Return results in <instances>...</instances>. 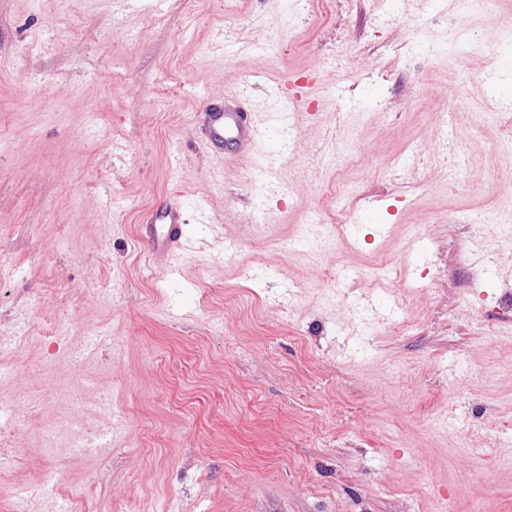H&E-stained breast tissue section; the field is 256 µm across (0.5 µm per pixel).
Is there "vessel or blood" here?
Masks as SVG:
<instances>
[{"label":"vessel or blood","instance_id":"1","mask_svg":"<svg viewBox=\"0 0 512 512\" xmlns=\"http://www.w3.org/2000/svg\"><path fill=\"white\" fill-rule=\"evenodd\" d=\"M275 93L279 105L278 120L298 116L306 95L305 88L299 86L292 90L287 83L279 82L275 85ZM195 126L214 152L249 160L259 150L262 131L251 118L245 96L208 101L196 112ZM144 222L151 256L159 268H167L186 243L181 203L174 198L168 199L163 205L151 209Z\"/></svg>","mask_w":512,"mask_h":512}]
</instances>
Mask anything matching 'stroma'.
Wrapping results in <instances>:
<instances>
[{
  "label": "stroma",
  "mask_w": 512,
  "mask_h": 512,
  "mask_svg": "<svg viewBox=\"0 0 512 512\" xmlns=\"http://www.w3.org/2000/svg\"><path fill=\"white\" fill-rule=\"evenodd\" d=\"M506 19L0 0V512H512V244L475 223L512 210ZM452 30L504 53L453 64ZM242 91L292 192L195 133ZM171 196L174 275L140 232ZM309 86H296V89H288L287 82H278L275 84L276 101L279 105L280 113L276 114V118L280 121L294 119L302 109L303 98L307 94Z\"/></svg>",
  "instance_id": "obj_1"
}]
</instances>
